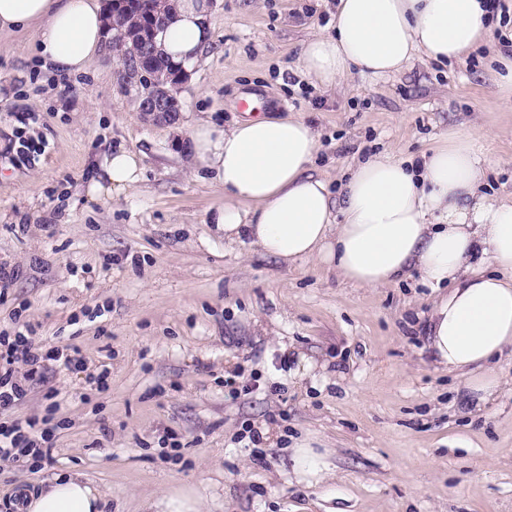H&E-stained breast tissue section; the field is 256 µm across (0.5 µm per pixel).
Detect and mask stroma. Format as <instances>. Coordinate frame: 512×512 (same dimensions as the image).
<instances>
[{"mask_svg":"<svg viewBox=\"0 0 512 512\" xmlns=\"http://www.w3.org/2000/svg\"><path fill=\"white\" fill-rule=\"evenodd\" d=\"M211 2L214 44L174 125L140 118L116 52L58 74L39 66L36 28L0 32V267L17 273L0 287V332L29 326L41 351L80 359L48 362L0 413L55 425L47 459L0 468V512L68 471L100 486L105 512H141L180 485L204 489V512H512V392L478 401L436 366L419 274L359 288L312 260L290 267L226 244L205 222L224 189L187 162L194 126H230L252 93L260 115L312 124V171L331 188L367 157H417L470 129L490 159L484 193L512 201V108L489 53L418 57L326 90L299 54L332 31L336 0ZM19 127L39 143L34 157L17 154ZM119 147L140 158L141 181L89 198L96 160ZM301 355L313 369L298 379L288 371ZM247 427L262 432V456ZM302 436L329 449V482L289 476Z\"/></svg>","mask_w":512,"mask_h":512,"instance_id":"obj_1","label":"stroma"}]
</instances>
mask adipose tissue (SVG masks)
<instances>
[{"mask_svg": "<svg viewBox=\"0 0 512 512\" xmlns=\"http://www.w3.org/2000/svg\"><path fill=\"white\" fill-rule=\"evenodd\" d=\"M208 0H178L162 48L192 68L213 37ZM38 25L43 66L84 72L106 33L100 0H0V29ZM482 0H338L333 31L310 36L300 66L315 84L347 75L386 77L418 56L461 63L489 44ZM194 168L215 171L223 204L207 217L230 244L248 243L292 266L315 260L354 285L380 288L420 271L437 296L428 314L435 363L481 400L501 393L512 360V202L481 191L489 159L467 130L441 140L420 162L380 154L358 162L339 192L309 172L318 136L301 117H245L220 129L198 123ZM142 178L137 155L104 154L86 193L113 196ZM291 474L313 486L333 466L309 441L289 449ZM103 493L79 473L30 492L25 512H102Z\"/></svg>", "mask_w": 512, "mask_h": 512, "instance_id": "1", "label": "adipose tissue"}]
</instances>
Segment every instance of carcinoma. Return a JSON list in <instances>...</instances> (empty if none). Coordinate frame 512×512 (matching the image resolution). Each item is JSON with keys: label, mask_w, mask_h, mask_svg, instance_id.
Wrapping results in <instances>:
<instances>
[{"label": "carcinoma", "mask_w": 512, "mask_h": 512, "mask_svg": "<svg viewBox=\"0 0 512 512\" xmlns=\"http://www.w3.org/2000/svg\"><path fill=\"white\" fill-rule=\"evenodd\" d=\"M124 7L112 16V29L116 34L112 37V46L120 48L131 60L142 61V73L131 71L121 77L126 84H138L143 93L154 91L143 74L163 72L175 67L170 58L158 45V37L152 35L153 0H123Z\"/></svg>", "instance_id": "1"}]
</instances>
